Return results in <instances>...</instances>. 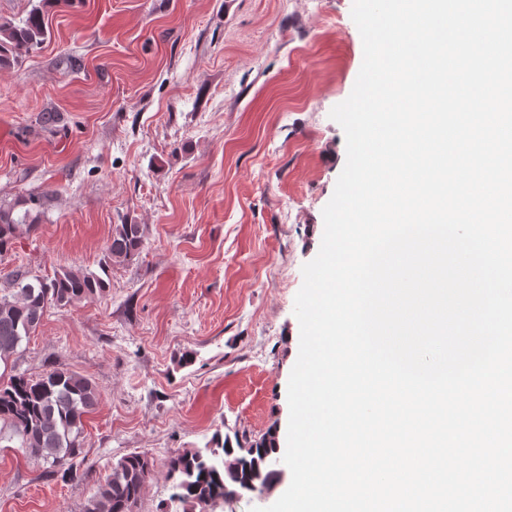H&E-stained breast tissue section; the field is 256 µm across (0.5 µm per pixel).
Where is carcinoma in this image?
Segmentation results:
<instances>
[{"label":"carcinoma","mask_w":512,"mask_h":512,"mask_svg":"<svg viewBox=\"0 0 512 512\" xmlns=\"http://www.w3.org/2000/svg\"><path fill=\"white\" fill-rule=\"evenodd\" d=\"M51 35L43 6L37 5L18 21L0 22V67L19 66ZM43 200L20 197L0 202V256L36 227ZM144 240L140 224H117L112 229L104 266L124 263L138 255ZM105 279L93 273L64 270L44 277L14 269L0 278V363L20 352L51 307L65 309L106 291ZM93 381L76 372L49 368L37 377L9 375L0 383V442L19 441L27 458L49 465L61 478L77 474L82 462L80 437L83 417L100 403ZM277 453L276 429L256 435H224L216 431L202 448L184 450L166 464L173 493L171 501L183 512L213 509L244 492L273 487L280 470L272 463ZM154 476L153 460L131 453L111 466L82 512H135L145 486Z\"/></svg>","instance_id":"obj_1"}]
</instances>
